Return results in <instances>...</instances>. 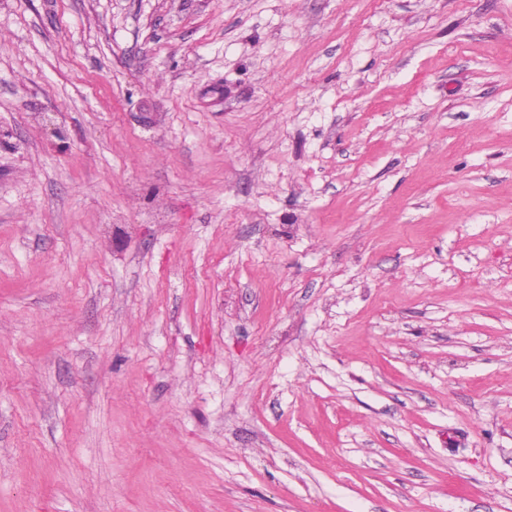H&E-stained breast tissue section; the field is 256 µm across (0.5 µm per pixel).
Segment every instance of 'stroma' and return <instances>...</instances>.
I'll use <instances>...</instances> for the list:
<instances>
[{"mask_svg": "<svg viewBox=\"0 0 512 512\" xmlns=\"http://www.w3.org/2000/svg\"><path fill=\"white\" fill-rule=\"evenodd\" d=\"M0 512H512V0H0Z\"/></svg>", "mask_w": 512, "mask_h": 512, "instance_id": "35a3bbf8", "label": "stroma"}]
</instances>
